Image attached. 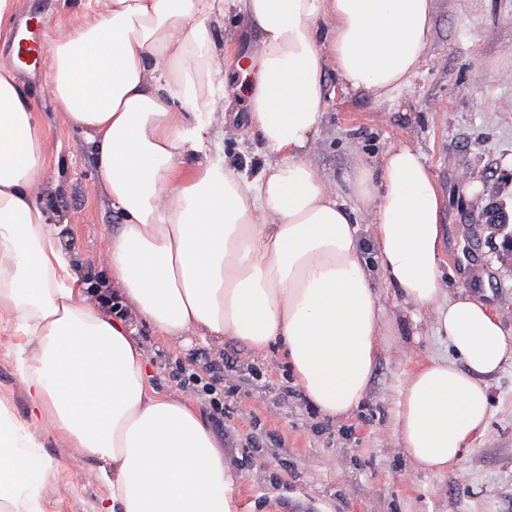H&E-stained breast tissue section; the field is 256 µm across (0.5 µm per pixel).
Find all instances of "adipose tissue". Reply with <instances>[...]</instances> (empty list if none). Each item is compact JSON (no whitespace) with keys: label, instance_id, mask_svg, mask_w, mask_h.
Masks as SVG:
<instances>
[{"label":"adipose tissue","instance_id":"1","mask_svg":"<svg viewBox=\"0 0 512 512\" xmlns=\"http://www.w3.org/2000/svg\"><path fill=\"white\" fill-rule=\"evenodd\" d=\"M433 0H80L51 45L49 80L84 130L100 196L120 211L101 281L82 287L46 196L44 130L25 87L0 68V334H23L18 378L30 413L0 405V512H44L53 469L32 430L48 419L97 458L99 512H244L237 477L201 412L149 387L139 326L171 342L231 338L277 350L322 417L364 400L385 336L374 275L432 315L450 352L418 362L400 391L396 439L409 464L454 469L490 416L486 379L512 362V331L441 263L444 196L418 147H390L340 202L309 149L326 115L325 71L382 99L408 88L432 33ZM252 29L243 125L256 170L213 157L234 122L212 26Z\"/></svg>","mask_w":512,"mask_h":512}]
</instances>
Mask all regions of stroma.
Returning a JSON list of instances; mask_svg holds the SVG:
<instances>
[{"instance_id":"obj_1","label":"stroma","mask_w":512,"mask_h":512,"mask_svg":"<svg viewBox=\"0 0 512 512\" xmlns=\"http://www.w3.org/2000/svg\"><path fill=\"white\" fill-rule=\"evenodd\" d=\"M68 0H16L14 23L32 18L52 39ZM0 65L16 69L45 134L44 165L62 245L86 269L104 255L122 222L99 196L94 158L83 132L70 128L47 87L50 59L38 70L15 61L9 33L0 32ZM327 114L309 157L348 207L349 185L362 164L380 159L409 137L420 145L445 196L442 224L452 234L444 268L466 273L479 293L512 326V264L499 258L501 231L481 214L492 200L512 206V0H434L424 61L411 86L394 99L344 90L335 71L325 75ZM472 182L461 196L457 186ZM149 383L179 393L177 371L216 380L218 401L198 393L190 402L205 413L224 455L239 475L250 512H512V363L489 377L491 415L469 442L457 468L444 474L412 469L395 437L399 392L416 362L442 351L426 315L389 337L360 408L330 422L309 405L277 354L255 356L228 339L210 356L199 339L169 345L141 329ZM26 339L0 335V404L27 419L16 356ZM43 454L56 466L44 486L45 512H98L109 495L93 475L99 462L69 448L51 424L36 430Z\"/></svg>"}]
</instances>
